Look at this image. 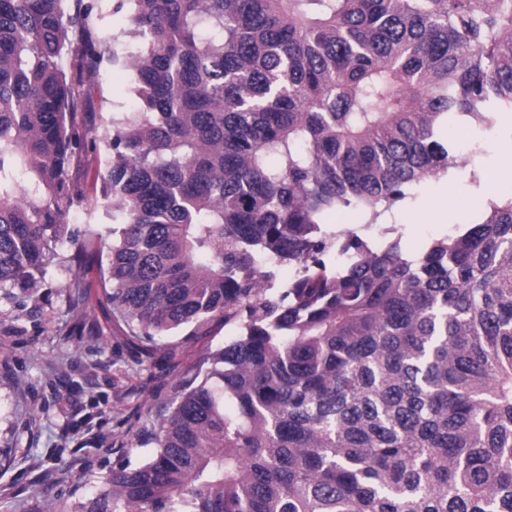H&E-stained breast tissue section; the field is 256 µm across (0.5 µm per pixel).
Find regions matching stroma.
I'll use <instances>...</instances> for the list:
<instances>
[{
	"instance_id": "1",
	"label": "stroma",
	"mask_w": 512,
	"mask_h": 512,
	"mask_svg": "<svg viewBox=\"0 0 512 512\" xmlns=\"http://www.w3.org/2000/svg\"><path fill=\"white\" fill-rule=\"evenodd\" d=\"M133 86L128 69L104 63L95 78L96 111L133 110ZM450 135L459 148L470 149L467 166L416 186L386 219L412 256L457 225L478 222L482 199L512 195V185L501 178L512 166L506 148L512 122L492 131L458 127ZM74 275L87 293L77 310L65 289ZM100 277L94 257L75 273L51 267L41 313L33 319L0 299V457L12 460L0 475V504L9 512H70L106 490L105 477L123 446L166 410L199 353L224 343L220 334L195 336L171 360L145 359L102 297Z\"/></svg>"
}]
</instances>
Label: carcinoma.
<instances>
[{
	"mask_svg": "<svg viewBox=\"0 0 512 512\" xmlns=\"http://www.w3.org/2000/svg\"><path fill=\"white\" fill-rule=\"evenodd\" d=\"M101 2L0 0V292L104 254L146 357L226 339L78 512H512V196L417 256L325 229L512 115V0ZM108 55L137 107L80 125ZM102 146L110 242L69 223ZM113 4L114 2L104 10V18L100 22L98 35H105L111 40L112 36H119L120 39H122V31L126 28V13L124 11L118 13L113 12Z\"/></svg>",
	"mask_w": 512,
	"mask_h": 512,
	"instance_id": "cac0c4a2",
	"label": "carcinoma"
}]
</instances>
